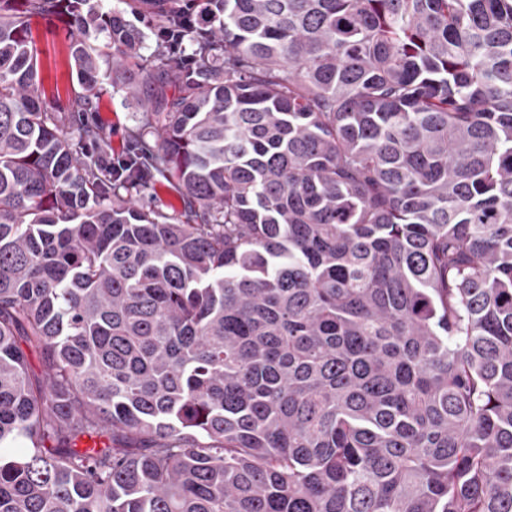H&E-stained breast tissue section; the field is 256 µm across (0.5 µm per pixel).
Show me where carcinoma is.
Here are the masks:
<instances>
[{
  "label": "carcinoma",
  "instance_id": "1",
  "mask_svg": "<svg viewBox=\"0 0 512 512\" xmlns=\"http://www.w3.org/2000/svg\"><path fill=\"white\" fill-rule=\"evenodd\" d=\"M124 3L0 0V512H512V0ZM32 31L39 51L43 104L50 112L69 115L71 88L77 87V79L68 29L55 18H38ZM140 117V110L126 98L125 91L112 86L109 79L101 76L92 112L80 114V121L92 123L107 132L110 156L116 161L127 156L130 150L128 134L138 124ZM138 203H142L147 208L160 210L172 217H181L183 212V203L180 195L170 188L166 183H153L143 189Z\"/></svg>",
  "mask_w": 512,
  "mask_h": 512
}]
</instances>
